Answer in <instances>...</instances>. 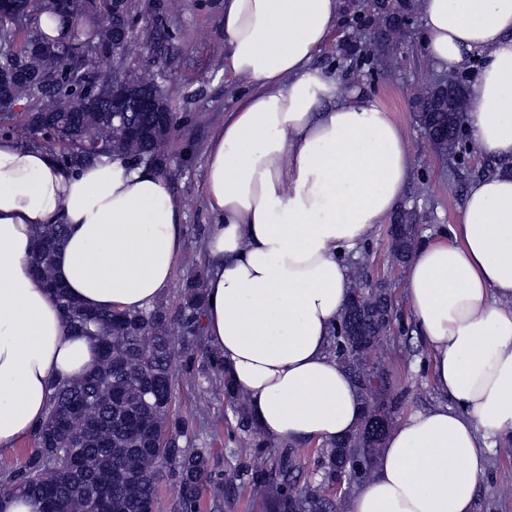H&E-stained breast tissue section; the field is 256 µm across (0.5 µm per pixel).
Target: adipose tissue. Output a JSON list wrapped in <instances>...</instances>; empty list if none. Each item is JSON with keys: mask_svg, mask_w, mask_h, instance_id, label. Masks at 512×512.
<instances>
[{"mask_svg": "<svg viewBox=\"0 0 512 512\" xmlns=\"http://www.w3.org/2000/svg\"><path fill=\"white\" fill-rule=\"evenodd\" d=\"M344 0H224L226 63L251 92L207 149L216 222L203 326L273 440L333 441L362 408L328 351L351 295L346 255L398 209L412 146L380 101L341 95L313 68ZM423 44L439 70L482 67L459 122L495 165L469 186L457 224L421 244L404 294L441 402L390 430L352 512H474L487 457L512 444V0H418ZM67 227L55 276L83 306L135 311L173 278L180 205L153 166L76 170L0 140V453L44 420L52 381L98 361L31 274L38 225Z\"/></svg>", "mask_w": 512, "mask_h": 512, "instance_id": "adipose-tissue-1", "label": "adipose tissue"}]
</instances>
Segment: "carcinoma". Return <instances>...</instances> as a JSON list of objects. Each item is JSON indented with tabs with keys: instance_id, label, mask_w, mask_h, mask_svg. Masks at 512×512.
<instances>
[{
	"instance_id": "carcinoma-1",
	"label": "carcinoma",
	"mask_w": 512,
	"mask_h": 512,
	"mask_svg": "<svg viewBox=\"0 0 512 512\" xmlns=\"http://www.w3.org/2000/svg\"><path fill=\"white\" fill-rule=\"evenodd\" d=\"M17 18L0 22V48L12 54L13 64L25 69L28 79L14 81L0 70V114L15 113L26 103L21 122L0 126V135L22 148L45 151L69 168L104 159L130 164L147 158L149 139L119 134L108 100L119 84L155 85L153 72L112 51L102 22L116 24L134 34L141 16L138 0H76L63 10L58 0H13ZM415 10L412 0H372L361 5L346 0L345 21L370 32L377 43L392 41L400 32L397 20ZM152 42L157 56L172 35L155 16ZM98 53L114 63L112 71L93 70L88 56ZM168 123L157 127L160 138L170 139L178 128L170 98L163 97ZM53 117L51 129L36 132L31 117ZM418 119L437 128L447 127L435 148L448 157L461 152L460 127L442 112L421 113ZM64 224L35 228L32 258L39 260V277L46 287H57L54 254L63 244ZM391 252L400 264L418 243L416 225L404 215L390 229ZM352 289L369 287L368 258L350 267ZM388 284L373 288V297L360 309L345 308L330 339L329 349L345 359L342 367L359 390L361 401H371L373 412L363 416L356 432L316 449L323 479L332 483L336 473L355 463L358 484L373 474L374 456L384 439L367 437L374 420L393 422L402 403L386 367L365 361L389 332L385 301ZM70 327L101 343L97 364L85 375L51 386L47 414L36 434V446L23 468L5 475L4 491L23 492L42 500L45 512H155L159 483L168 477L175 484L185 512H200L204 491L213 499L224 488L212 478L207 448L188 450L181 444L188 422L173 416V359L179 350L202 352L201 372L223 368L220 357L202 347L198 322L206 302V273L189 276L181 293V314L174 324L163 304L134 312L92 311L66 292L56 293ZM224 396L242 424H249L248 398L229 376ZM311 452L301 445L269 457L270 467L255 471L253 493L269 512H336L338 505L318 488H296L299 460ZM59 455L69 456L74 467L60 469Z\"/></svg>"
}]
</instances>
